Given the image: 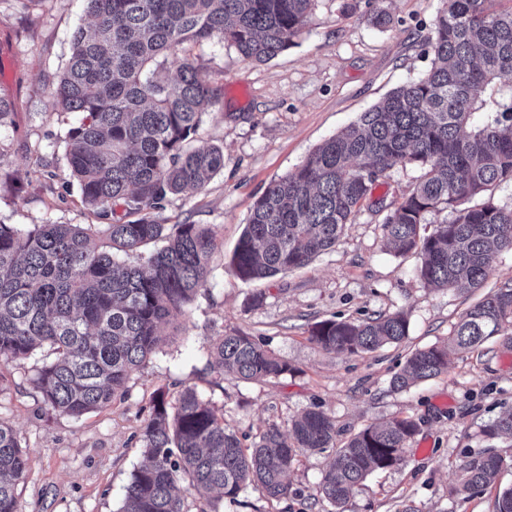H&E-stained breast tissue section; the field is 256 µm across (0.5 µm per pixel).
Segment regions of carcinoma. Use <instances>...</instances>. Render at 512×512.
I'll return each instance as SVG.
<instances>
[{"label": "carcinoma", "instance_id": "1", "mask_svg": "<svg viewBox=\"0 0 512 512\" xmlns=\"http://www.w3.org/2000/svg\"><path fill=\"white\" fill-rule=\"evenodd\" d=\"M92 27L73 35L59 77L55 110L80 112L64 135L65 160L96 223H0V361L25 359L44 346L53 358L36 379L43 403L75 419L125 393L130 373L160 342L205 286L217 248L199 224L167 231L153 215L168 196L199 190L224 169V152L199 133L203 106L217 90L183 56L214 37L264 63L295 43L312 0H85ZM494 0H443L427 37L430 69L390 92L319 145L295 171L272 182L254 204L231 266L255 281L307 265L355 223L373 186L397 166L421 175L381 224L383 239L404 255L418 252L426 286L464 292L483 286L496 254L512 251V206L487 195L512 182V100L483 111L478 93L512 74V10ZM177 73L171 74L172 67ZM479 202L465 205L473 199ZM449 218L428 235L427 216ZM402 312L362 320L330 319L311 340L337 354L370 352L408 335ZM491 336L512 341V282L487 293L459 319L448 340L413 352L392 379L407 390L448 369V350L477 349ZM214 368L244 380L278 378L292 367L252 337L217 338ZM417 430L410 418L354 434L324 473L322 497L344 507L371 473L403 461ZM334 419L309 409L283 430L271 424L247 448L195 389L174 403L161 390L141 433L146 463L125 488L121 512H224L246 485L270 499L303 451L333 447ZM512 438V411L483 429ZM27 453L0 423V512H19L17 485ZM504 459L467 456L449 495L477 493L494 482Z\"/></svg>", "mask_w": 512, "mask_h": 512}]
</instances>
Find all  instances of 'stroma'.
Segmentation results:
<instances>
[{"mask_svg":"<svg viewBox=\"0 0 512 512\" xmlns=\"http://www.w3.org/2000/svg\"><path fill=\"white\" fill-rule=\"evenodd\" d=\"M441 0H315L295 45L265 63L244 59L215 38L187 53L218 90L200 134L224 151V168L196 192L169 197L167 225L211 228L218 248L204 288L183 318L167 326L156 352L134 370L124 396L74 419L49 411L35 383L48 350L0 366V422L27 451L17 487L19 512H119L126 485L144 461L141 429L157 390L170 397L193 387L243 443L265 426L287 427L315 408L336 424L344 444L371 424L411 418L417 431L400 465L355 488L345 512H494L498 490L512 486V441L482 428L512 410V344L490 338L451 354L448 371L407 390L391 386L408 354L444 341L479 293L425 286L419 254L386 247L376 202L394 209L418 169L397 167L375 185L355 224L308 265L246 282L229 261L256 200L294 171L329 137L398 86L431 66L424 39ZM391 24L372 25L375 10ZM84 0L27 7L0 0V96L14 104L0 132V222L86 224L93 217L66 170L61 135L78 112L61 114L53 93L71 54L74 32L88 26ZM405 312L409 334L398 344L359 354L322 351L309 339L318 322ZM241 331L288 362L291 374L244 382L221 374L210 353L218 336ZM493 451L504 459L495 487L470 498L448 488L465 456ZM333 450L300 454L279 500L244 487L224 512H334L319 491Z\"/></svg>","mask_w":512,"mask_h":512,"instance_id":"1","label":"stroma"}]
</instances>
